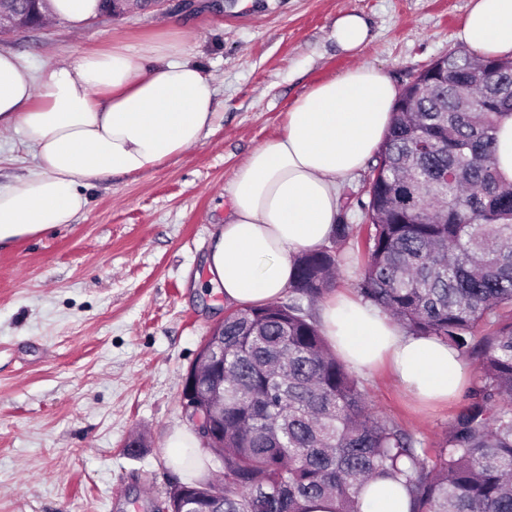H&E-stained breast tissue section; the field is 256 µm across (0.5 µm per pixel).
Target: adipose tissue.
Wrapping results in <instances>:
<instances>
[{"label": "adipose tissue", "instance_id": "obj_1", "mask_svg": "<svg viewBox=\"0 0 512 512\" xmlns=\"http://www.w3.org/2000/svg\"><path fill=\"white\" fill-rule=\"evenodd\" d=\"M481 55L512 57V0H471L460 32ZM370 38L359 12H341L329 39L358 54ZM153 47L118 44L33 72L0 51V134L19 135L36 166L0 186V242L72 223L87 204L81 183L158 169L200 144L216 116L212 76L177 45L154 62ZM398 97L379 68L360 66L297 98L280 135L254 149L228 188L231 212L209 250L212 283L233 305L270 303L288 289L296 259L319 250L339 214L336 186L361 170L380 144ZM321 325L354 369L388 363L398 385L426 405L448 402L464 384V363L441 340L400 331L379 309L330 297ZM361 512H410L405 487L379 480Z\"/></svg>", "mask_w": 512, "mask_h": 512}]
</instances>
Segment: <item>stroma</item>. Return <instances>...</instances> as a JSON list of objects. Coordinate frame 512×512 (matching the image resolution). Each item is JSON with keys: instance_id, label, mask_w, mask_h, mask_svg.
Listing matches in <instances>:
<instances>
[{"instance_id": "obj_1", "label": "stroma", "mask_w": 512, "mask_h": 512, "mask_svg": "<svg viewBox=\"0 0 512 512\" xmlns=\"http://www.w3.org/2000/svg\"><path fill=\"white\" fill-rule=\"evenodd\" d=\"M469 0H192L80 30L64 21L0 38L32 70L115 44L179 41L214 79L217 118L200 145L161 168L107 175L74 222L0 244V512H156L203 462L170 447L190 425L183 378L224 298L205 276L226 190L247 156L279 135L298 97L368 64L404 89L463 48ZM356 10L371 40L355 57L328 38ZM373 411L426 450L467 402L428 408L387 366L360 373ZM145 437L137 455L124 445Z\"/></svg>"}]
</instances>
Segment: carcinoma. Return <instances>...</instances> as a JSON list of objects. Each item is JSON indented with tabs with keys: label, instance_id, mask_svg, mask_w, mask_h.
Listing matches in <instances>:
<instances>
[{
	"label": "carcinoma",
	"instance_id": "cac0c4a2",
	"mask_svg": "<svg viewBox=\"0 0 512 512\" xmlns=\"http://www.w3.org/2000/svg\"><path fill=\"white\" fill-rule=\"evenodd\" d=\"M456 70L402 91L359 201L332 245L295 264L288 300L224 315V442L187 485L181 512L224 483L221 512H308L333 498L360 512L378 478L404 480L411 512H512V183L494 161L497 118L512 112V59L463 48ZM360 261L356 292L402 331L475 361L478 382L434 454L376 415L331 350L314 306L335 288L337 246ZM479 343H473L476 334Z\"/></svg>",
	"mask_w": 512,
	"mask_h": 512
}]
</instances>
